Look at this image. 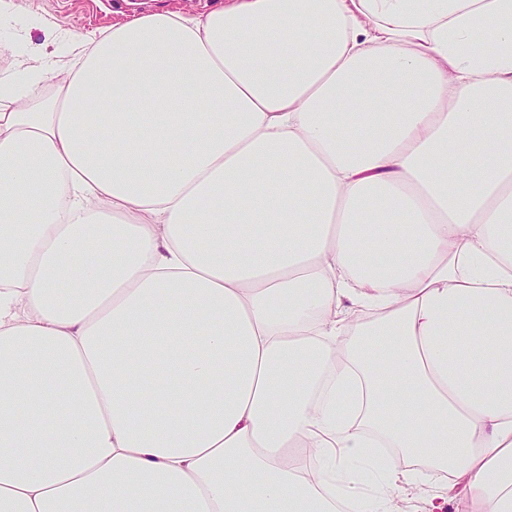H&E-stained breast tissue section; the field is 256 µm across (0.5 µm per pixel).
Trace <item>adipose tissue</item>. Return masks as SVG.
I'll return each mask as SVG.
<instances>
[{"instance_id": "1", "label": "adipose tissue", "mask_w": 512, "mask_h": 512, "mask_svg": "<svg viewBox=\"0 0 512 512\" xmlns=\"http://www.w3.org/2000/svg\"><path fill=\"white\" fill-rule=\"evenodd\" d=\"M45 35L0 76V512H512V0Z\"/></svg>"}]
</instances>
